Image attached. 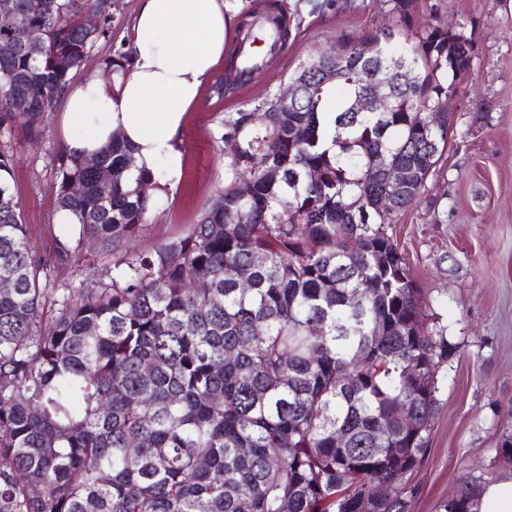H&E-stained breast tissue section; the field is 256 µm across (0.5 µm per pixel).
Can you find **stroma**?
<instances>
[{
  "label": "stroma",
  "mask_w": 512,
  "mask_h": 512,
  "mask_svg": "<svg viewBox=\"0 0 512 512\" xmlns=\"http://www.w3.org/2000/svg\"><path fill=\"white\" fill-rule=\"evenodd\" d=\"M288 15V47L254 82L232 97L217 93L229 80L219 63L185 119L178 144L179 181L157 198L141 232L125 247L103 252L94 241L80 262L52 267L45 307L56 311L62 291L79 287L88 267L102 278L126 251L148 252L184 235L224 189L230 147L223 140L228 112L263 111L285 91L310 58L351 37L391 24L395 0H280ZM139 0H112V23L81 70L99 69L122 53ZM414 29L455 25L475 54L449 104L448 149L427 189L386 231L423 288L434 328L453 350L437 374V411L429 451L413 474L418 488L410 512H440L441 502L466 479L479 487L512 480V460L498 457L512 434V0H413ZM40 135L23 126L0 132L14 154L15 193L22 201L28 243L51 253L57 229L56 159L63 150L60 114H45Z\"/></svg>",
  "instance_id": "obj_1"
}]
</instances>
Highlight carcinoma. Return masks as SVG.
<instances>
[{"label": "carcinoma", "instance_id": "carcinoma-1", "mask_svg": "<svg viewBox=\"0 0 512 512\" xmlns=\"http://www.w3.org/2000/svg\"><path fill=\"white\" fill-rule=\"evenodd\" d=\"M15 2L28 37L0 58L1 130L54 111L112 22L110 0ZM411 6L396 0L392 26L337 48L339 77L297 107L224 113V192L187 234L65 289L49 319L48 261L0 147V278L13 282L0 290V512H409L448 340L385 225L425 192L448 145V121L430 124L470 66L455 29L411 31ZM410 31L385 108L350 111ZM379 158L409 174L391 205L368 177ZM133 167L120 139L92 160L59 156L57 205L79 228L56 260L137 235L154 179L127 184ZM478 501L463 480L441 512Z\"/></svg>", "mask_w": 512, "mask_h": 512}]
</instances>
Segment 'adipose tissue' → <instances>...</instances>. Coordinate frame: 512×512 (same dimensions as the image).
<instances>
[{
	"label": "adipose tissue",
	"instance_id": "ef3b65f1",
	"mask_svg": "<svg viewBox=\"0 0 512 512\" xmlns=\"http://www.w3.org/2000/svg\"><path fill=\"white\" fill-rule=\"evenodd\" d=\"M236 11L227 0H140L124 50L128 69L81 75L61 93L66 151L92 155L120 134L137 170L164 167L177 179L183 156L177 136L186 114L224 57Z\"/></svg>",
	"mask_w": 512,
	"mask_h": 512
}]
</instances>
